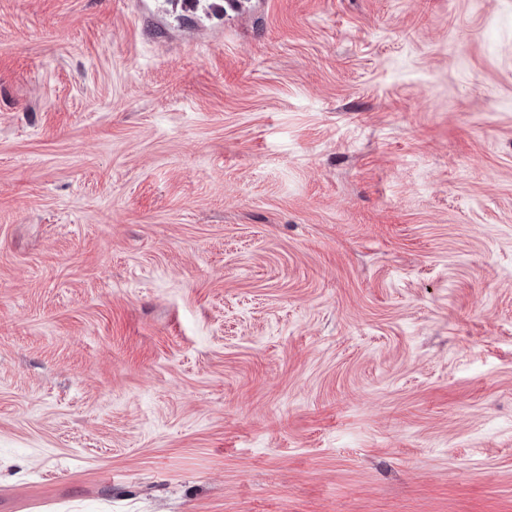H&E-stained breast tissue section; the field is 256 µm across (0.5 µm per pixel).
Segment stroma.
<instances>
[{"instance_id": "stroma-1", "label": "stroma", "mask_w": 512, "mask_h": 512, "mask_svg": "<svg viewBox=\"0 0 512 512\" xmlns=\"http://www.w3.org/2000/svg\"><path fill=\"white\" fill-rule=\"evenodd\" d=\"M0 0V512H512V0Z\"/></svg>"}]
</instances>
